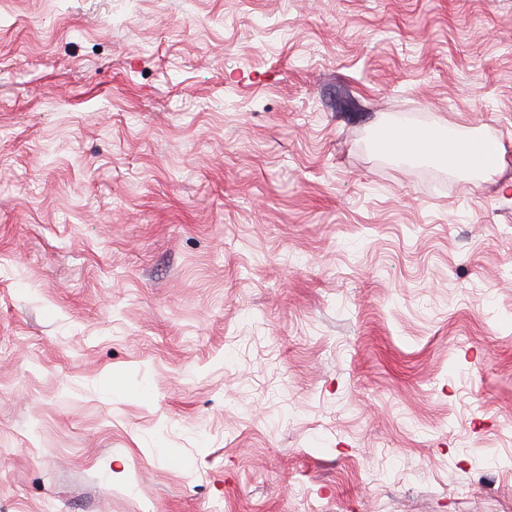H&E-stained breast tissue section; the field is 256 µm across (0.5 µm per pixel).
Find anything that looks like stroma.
<instances>
[{
	"label": "stroma",
	"instance_id": "obj_1",
	"mask_svg": "<svg viewBox=\"0 0 512 512\" xmlns=\"http://www.w3.org/2000/svg\"><path fill=\"white\" fill-rule=\"evenodd\" d=\"M0 512H512V0H0ZM414 135L399 136L381 143L385 153L399 157H423L431 161L445 158L448 169L486 171L498 162L495 144L487 145L458 138L451 130L448 135L435 137L426 132L413 131Z\"/></svg>",
	"mask_w": 512,
	"mask_h": 512
}]
</instances>
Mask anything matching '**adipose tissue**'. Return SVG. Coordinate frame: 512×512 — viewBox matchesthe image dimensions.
<instances>
[{
	"instance_id": "obj_1",
	"label": "adipose tissue",
	"mask_w": 512,
	"mask_h": 512,
	"mask_svg": "<svg viewBox=\"0 0 512 512\" xmlns=\"http://www.w3.org/2000/svg\"><path fill=\"white\" fill-rule=\"evenodd\" d=\"M385 153L399 157H420L424 160L446 159L453 170L486 171L498 162L495 146L464 140L449 134L436 137L426 132L382 143Z\"/></svg>"
}]
</instances>
